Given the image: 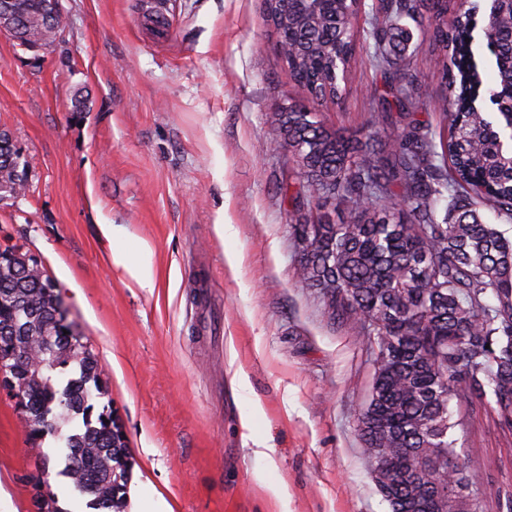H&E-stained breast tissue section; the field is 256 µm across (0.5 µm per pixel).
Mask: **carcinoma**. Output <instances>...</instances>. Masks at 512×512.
Returning <instances> with one entry per match:
<instances>
[{
    "label": "carcinoma",
    "mask_w": 512,
    "mask_h": 512,
    "mask_svg": "<svg viewBox=\"0 0 512 512\" xmlns=\"http://www.w3.org/2000/svg\"><path fill=\"white\" fill-rule=\"evenodd\" d=\"M25 23L18 47L48 49L65 16L46 0H14ZM283 67L304 96L270 114L273 150L288 148L277 184L291 205L288 227L301 257L298 282L319 293L333 320L349 323L373 357V386L358 417L370 464L392 458L400 484L420 496L429 484L454 491L449 512H466L467 471L437 465L458 454L448 412L475 399L490 425L512 437V238L485 223L483 205L512 221V0H264ZM455 15L448 25V13ZM365 16L357 30L355 19ZM408 19L415 27L403 23ZM429 39L444 94L434 98L409 68ZM367 65L380 115L405 132L347 136L318 107L339 103L351 70ZM437 111L443 124L415 118ZM27 161L0 138V201L25 194ZM36 272L0 271V336L17 325L37 342L21 390L29 440L56 433L64 473L95 512H119L124 492L107 479L128 456L112 450L111 414L92 416L105 395L95 354L77 350L60 367L40 344L54 310ZM74 415L83 428L62 426Z\"/></svg>",
    "instance_id": "carcinoma-1"
}]
</instances>
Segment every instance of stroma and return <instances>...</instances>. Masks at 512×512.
Masks as SVG:
<instances>
[{"label": "stroma", "instance_id": "1", "mask_svg": "<svg viewBox=\"0 0 512 512\" xmlns=\"http://www.w3.org/2000/svg\"><path fill=\"white\" fill-rule=\"evenodd\" d=\"M62 5L63 40L39 64L0 33V129L29 164L25 196L0 204V248L40 259L103 367L131 462L124 512L140 496L162 512H390L358 430L370 357L295 276L268 116L301 91L263 0ZM379 82L356 70L344 101L323 106L328 125L365 135ZM102 222L150 247L154 290L112 266ZM221 222L233 235H217ZM450 411L459 447L482 449L464 459L480 512H499L512 451L479 406ZM42 448L60 512H91L60 473L59 443ZM37 475L26 421L0 391V512H38Z\"/></svg>", "mask_w": 512, "mask_h": 512}]
</instances>
